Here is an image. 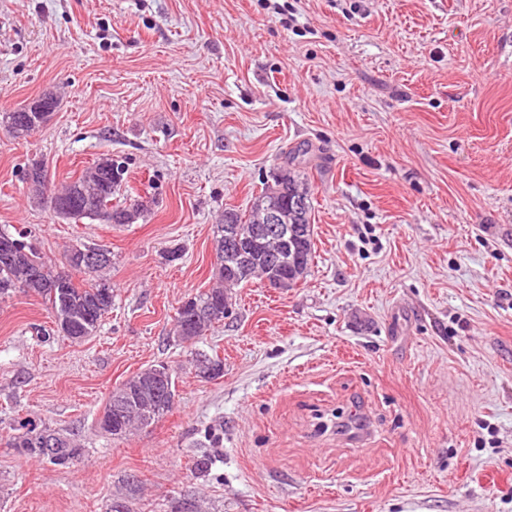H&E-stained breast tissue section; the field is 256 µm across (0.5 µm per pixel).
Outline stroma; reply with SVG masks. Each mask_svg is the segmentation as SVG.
Wrapping results in <instances>:
<instances>
[{
    "instance_id": "35a3bbf8",
    "label": "stroma",
    "mask_w": 512,
    "mask_h": 512,
    "mask_svg": "<svg viewBox=\"0 0 512 512\" xmlns=\"http://www.w3.org/2000/svg\"><path fill=\"white\" fill-rule=\"evenodd\" d=\"M48 92L40 131L0 128V231L59 266L107 246L114 298L81 342L40 297L0 300V512H512V0H0V112ZM297 146L308 277L237 289L179 343L214 224ZM102 157L136 223L31 198L33 163L63 185ZM213 353L221 376L200 377ZM153 364L173 411L102 433L110 392ZM17 418L77 463L6 447Z\"/></svg>"
}]
</instances>
